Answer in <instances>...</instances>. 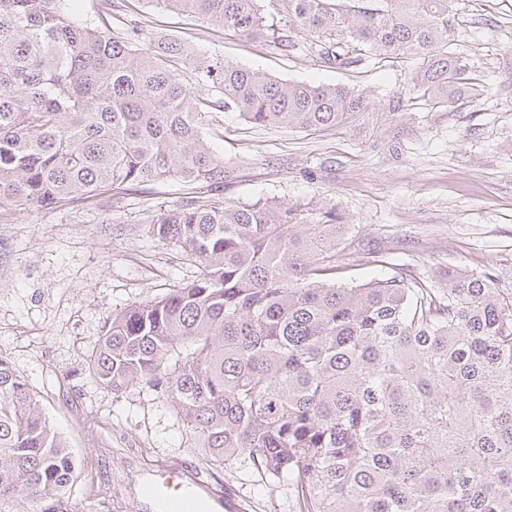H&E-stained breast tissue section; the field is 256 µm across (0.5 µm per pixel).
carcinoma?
Masks as SVG:
<instances>
[{
    "mask_svg": "<svg viewBox=\"0 0 512 512\" xmlns=\"http://www.w3.org/2000/svg\"><path fill=\"white\" fill-rule=\"evenodd\" d=\"M63 2L0 0V209L90 207L167 182L204 191L150 220L197 275L112 315L97 382L169 399L210 464L287 483L293 512H512V288L453 268L338 285L346 225L224 200L230 167L204 135L222 110L327 130L392 119L410 99H479L450 48L455 0H145L340 67L415 61L410 99L383 102L205 60L177 36L99 31ZM74 473L0 357V500L45 512Z\"/></svg>",
    "mask_w": 512,
    "mask_h": 512,
    "instance_id": "1",
    "label": "carcinoma"
}]
</instances>
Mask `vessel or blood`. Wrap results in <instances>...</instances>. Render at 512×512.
Returning a JSON list of instances; mask_svg holds the SVG:
<instances>
[{
    "mask_svg": "<svg viewBox=\"0 0 512 512\" xmlns=\"http://www.w3.org/2000/svg\"><path fill=\"white\" fill-rule=\"evenodd\" d=\"M153 504L157 512H239L240 506L225 500L223 494L208 485H173L155 480Z\"/></svg>",
    "mask_w": 512,
    "mask_h": 512,
    "instance_id": "b4317fda",
    "label": "vessel or blood"
}]
</instances>
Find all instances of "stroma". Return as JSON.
I'll return each instance as SVG.
<instances>
[{"label": "stroma", "instance_id": "35a3bbf8", "mask_svg": "<svg viewBox=\"0 0 512 512\" xmlns=\"http://www.w3.org/2000/svg\"><path fill=\"white\" fill-rule=\"evenodd\" d=\"M114 16L138 21L148 37L175 35L203 57H221L282 79L343 84L375 98L408 94L413 63L390 59L344 69L318 56L282 54L262 40L201 32L196 19L114 0ZM452 48L484 86L480 100L405 116L370 113L310 132L254 127L217 113L211 147L232 169L231 201L268 198L293 224L331 210L356 249L340 280L362 284L408 268L481 272L496 267L512 285V0H459ZM165 184L92 207L22 209L0 222V357L36 394L50 426L76 461L57 512H150L141 488L159 466H206L202 448L172 403L132 387L122 395L96 382L91 364L115 311L191 280L194 266L149 231L160 208L183 197ZM384 257L386 267L365 263ZM211 485L242 512H292L285 483L249 466L215 470Z\"/></svg>", "mask_w": 512, "mask_h": 512}]
</instances>
